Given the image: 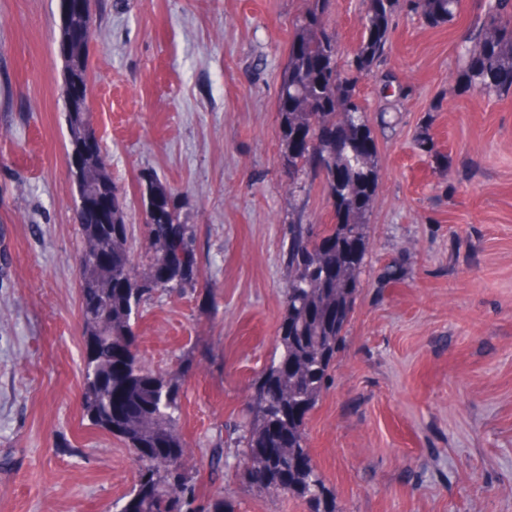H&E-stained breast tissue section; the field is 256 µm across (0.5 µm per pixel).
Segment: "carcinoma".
<instances>
[{
  "label": "carcinoma",
  "instance_id": "1",
  "mask_svg": "<svg viewBox=\"0 0 512 512\" xmlns=\"http://www.w3.org/2000/svg\"><path fill=\"white\" fill-rule=\"evenodd\" d=\"M331 0H312L292 42L306 53L288 52L280 77L278 106L282 161L288 179L313 176L331 204L336 222L312 224L304 214L288 227L283 304L292 334L279 339L275 359L255 387L252 414L238 441L237 466L267 492L307 500L313 512H336L322 474L313 463L306 432L308 413L327 389L342 333L354 309V294L366 254L345 233L367 239V216L379 184V158L358 84L374 78L384 98H403L380 66L390 48L394 14L401 9L436 28L461 14L462 0H367L355 52L339 61L324 17ZM458 90L497 97L512 94V0H479L457 45ZM77 191L112 188V225H81L78 251L81 288L106 296L100 308L80 307L83 331L105 343L135 334V317L158 291L194 286L199 269L197 230L169 218L170 192L150 185L142 220L148 223L146 261L134 264L126 223V200L107 168L87 162ZM112 253V264H94L92 249ZM178 387L167 374L141 361L138 352L84 358L83 410L90 424L120 440L133 453L140 477L152 483L144 497L134 488L120 512H193L195 486L178 428Z\"/></svg>",
  "mask_w": 512,
  "mask_h": 512
}]
</instances>
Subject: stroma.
Returning a JSON list of instances; mask_svg holds the SVG:
<instances>
[{
	"label": "stroma",
	"instance_id": "35a3bbf8",
	"mask_svg": "<svg viewBox=\"0 0 512 512\" xmlns=\"http://www.w3.org/2000/svg\"><path fill=\"white\" fill-rule=\"evenodd\" d=\"M306 0H92L90 109L144 259L143 175L198 233L199 280L158 293L137 323L150 368L178 376L181 436L200 501L311 512L250 485L235 427L284 313L297 210L276 103ZM364 0H333L340 56ZM61 0H0V512H117L139 480L128 448L83 415L81 230L65 168ZM469 12L431 28L395 16L383 63L405 97L392 127L359 90L379 157L368 251L308 448L336 512H512V94L459 93ZM429 134L435 154L416 140ZM224 460L213 459L216 442Z\"/></svg>",
	"mask_w": 512,
	"mask_h": 512
}]
</instances>
